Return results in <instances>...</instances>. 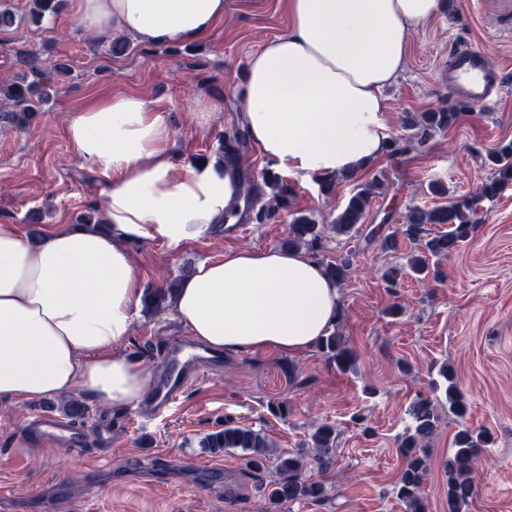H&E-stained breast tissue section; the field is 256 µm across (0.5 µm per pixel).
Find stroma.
Masks as SVG:
<instances>
[{
    "label": "stroma",
    "mask_w": 512,
    "mask_h": 512,
    "mask_svg": "<svg viewBox=\"0 0 512 512\" xmlns=\"http://www.w3.org/2000/svg\"><path fill=\"white\" fill-rule=\"evenodd\" d=\"M224 0V19L206 39L187 45L146 47L109 55L107 43L89 44L68 13L34 25L28 0H0L17 14L0 31V83L20 80L25 68L13 52L33 50L42 59L70 65L65 92L40 107L30 127L0 128V221L24 234L72 223L77 213L101 206V177L67 135V118L111 94H135L162 112L177 157L213 160L218 142L239 145L238 170L260 181L268 161L249 141L237 94L247 60L282 33L288 17L281 0ZM473 50L497 71L496 100L475 108L420 149L383 153L366 171L340 181L321 196L316 180L288 176L293 196L280 211L241 238L216 228L209 237L173 250L158 242L130 245L144 285H161L185 264L223 254L229 247H282L293 216L315 215L326 231L312 251L322 264L343 258L351 267L339 288V329L358 355V371L337 372L318 350L301 355L280 350L227 353L195 377L175 406L155 415L137 407L91 405L83 425L87 447L72 449L31 441L25 424L36 413H59L61 398L0 402V512H405L393 493L404 459L396 438L418 395L432 394L433 363L457 371L468 404L464 418H443L429 448L428 512H446L444 463L459 426L493 436L473 466L477 494L469 512H512V184L479 206L478 224L460 247L441 261L442 276L405 277L387 288L382 272L401 265L418 244L405 232L414 207L429 209L477 194L491 176L490 152L512 142V0H454L410 35L406 68L385 95L392 137L403 136L404 113L438 108L449 94L448 65L454 53ZM215 104L210 122L197 123L199 103ZM382 176L383 194L372 198L363 224L349 236L329 231L357 184ZM447 193L430 192V183ZM395 248H382L387 236ZM399 305V317L388 315ZM187 331L170 312L135 320L119 353L163 375L167 356L190 346ZM281 407L272 414L270 405ZM365 423H357V416ZM264 432L277 447L294 449L317 425L339 432L334 464L319 478L326 500L272 506L260 481L248 474L241 450L212 452L199 445L226 421Z\"/></svg>",
    "instance_id": "1"
}]
</instances>
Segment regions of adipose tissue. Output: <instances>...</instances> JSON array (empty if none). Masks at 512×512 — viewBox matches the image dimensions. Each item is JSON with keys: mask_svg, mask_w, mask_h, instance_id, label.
<instances>
[{"mask_svg": "<svg viewBox=\"0 0 512 512\" xmlns=\"http://www.w3.org/2000/svg\"><path fill=\"white\" fill-rule=\"evenodd\" d=\"M288 26L251 54L239 88L247 134L283 174L364 171L390 138L384 88L404 71L411 31L440 0H284ZM84 32L146 46L206 37L224 0H72ZM67 133L103 176L105 229L65 224L40 239L0 223V400L77 391L103 406L140 404L157 377L115 347L143 305L129 247L206 237L242 204L237 170L178 165L162 112L114 95L71 112ZM341 303L300 250L241 248L200 262L173 300L192 339L216 353L301 354L332 329Z\"/></svg>", "mask_w": 512, "mask_h": 512, "instance_id": "obj_1", "label": "adipose tissue"}]
</instances>
